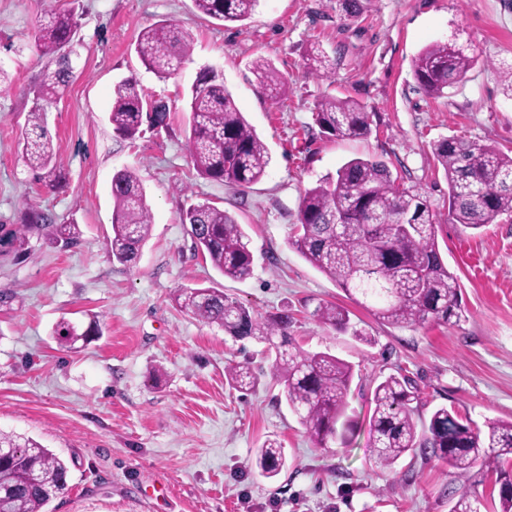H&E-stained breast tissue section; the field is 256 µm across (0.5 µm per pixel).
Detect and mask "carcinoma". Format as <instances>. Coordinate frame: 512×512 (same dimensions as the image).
Returning a JSON list of instances; mask_svg holds the SVG:
<instances>
[{
	"mask_svg": "<svg viewBox=\"0 0 512 512\" xmlns=\"http://www.w3.org/2000/svg\"><path fill=\"white\" fill-rule=\"evenodd\" d=\"M193 4L205 16L235 23L250 19L259 0H193ZM77 29L74 10L48 4L33 38L40 54L56 62L57 68L46 73L38 99L48 102L69 85L71 66L65 49L74 45ZM136 52L147 69L166 78L188 57L189 36L177 25L162 21L140 32ZM473 64L474 58L463 49L433 43L416 58L414 77L420 90L439 97L462 83ZM253 72L264 95L274 100L286 96L288 83L270 61H256ZM188 108V150L201 178L248 186L265 175L270 163L267 147L217 70L199 71ZM167 118V106L150 99L135 78L115 86L109 121L121 137L133 141L142 133L144 122L165 127ZM315 121L332 137L372 134L368 106L350 98L323 96L315 106ZM28 125L23 161L38 180L52 186L56 151L43 106L38 104L30 112ZM434 155L448 179L451 223L466 231L512 220V154L451 137L436 144ZM112 198V259L130 265L151 229L145 190L136 172L122 169L113 175ZM181 222L190 227L194 250L223 276L242 281L252 275L254 259L245 242L247 235L231 213L198 203L182 212ZM438 223L428 201L397 184L383 162L353 158L336 171V177L304 191L289 243L375 319L399 326L447 322L459 316L461 288L440 254ZM55 236L67 245L76 243L78 224L56 225ZM174 300L181 310L218 325L236 341L265 344L274 355L272 369L284 386L286 403L316 442L325 445L338 440L345 445L354 436L358 422L347 414L353 365L327 352L297 347L288 333L292 323L288 313L258 315L216 288H181ZM316 317L324 325L370 342L341 306H321ZM98 333L97 320L80 333L68 322L57 330L66 342ZM228 381L248 391L257 377L249 365L236 364L228 371ZM419 400L417 386L406 377L389 375L376 384L368 414L375 462L389 468L405 454L418 451L426 459L448 464L460 478L480 463L497 473L500 512H512V473L504 469L512 460V419L490 421L483 430L468 417L441 407L429 419L417 420L413 403ZM0 447L22 449L19 455L0 459V512H46V506L67 489L66 462L32 438L0 432ZM257 462L265 476L278 475L286 463L281 443L266 441L258 450ZM479 506V499L463 488L450 512H480Z\"/></svg>",
	"mask_w": 512,
	"mask_h": 512,
	"instance_id": "carcinoma-1",
	"label": "carcinoma"
}]
</instances>
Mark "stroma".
I'll return each instance as SVG.
<instances>
[{
    "instance_id": "stroma-1",
    "label": "stroma",
    "mask_w": 512,
    "mask_h": 512,
    "mask_svg": "<svg viewBox=\"0 0 512 512\" xmlns=\"http://www.w3.org/2000/svg\"><path fill=\"white\" fill-rule=\"evenodd\" d=\"M76 3L73 74L47 105L58 182L35 179L22 159L28 115L46 72L32 31L48 0H0V228L22 225L27 207L50 225L23 245L0 246V431L30 437L68 464V493L49 512H450L468 487L490 512L496 475L475 467L457 478L437 459L407 456L375 464L367 428L350 445H317L286 405L269 359L254 341L180 311L179 288L215 287L260 314L288 311L294 343L326 351L355 369L348 412L366 419L372 379L401 372L422 392L421 417L444 406L478 426L512 418V222L460 232L448 220V181L436 142L465 137L512 151V0H361L354 17L336 0H260L252 18L224 23L196 13L192 0H60ZM160 21L183 27L191 52L158 78L139 59V33ZM434 42L473 55L474 66L447 96L418 87L413 65ZM319 48L327 70L309 69ZM270 60L288 83L274 101L253 73ZM224 85L270 153L263 178L231 187L200 178L187 147V96L199 70ZM135 78L164 99L169 127L136 141L107 120L115 85ZM326 94L372 109L370 137L323 135L315 122ZM354 157L387 162L403 187L427 198L440 222L442 258L461 287L462 315L413 327L382 323L288 243L305 189L335 176ZM138 174L151 232L136 264L113 261V174ZM208 202L232 213L255 264L239 282L193 250L181 214ZM77 222V244L56 243L54 227ZM323 304L345 307L370 343L321 324ZM100 333L68 347L57 325ZM250 362L249 392L232 389L229 365ZM278 438L287 464L266 478L256 465L265 439Z\"/></svg>"
}]
</instances>
